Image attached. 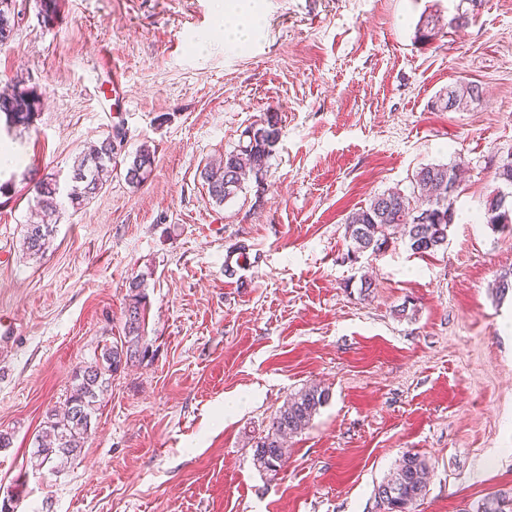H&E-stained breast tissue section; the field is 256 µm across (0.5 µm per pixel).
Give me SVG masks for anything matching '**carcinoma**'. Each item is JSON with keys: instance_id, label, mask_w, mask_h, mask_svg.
<instances>
[{"instance_id": "cac0c4a2", "label": "carcinoma", "mask_w": 512, "mask_h": 512, "mask_svg": "<svg viewBox=\"0 0 512 512\" xmlns=\"http://www.w3.org/2000/svg\"><path fill=\"white\" fill-rule=\"evenodd\" d=\"M15 0H0V45L5 32L16 24ZM479 94V87L464 83L448 91L446 107L460 109ZM41 105L32 89H18L0 98V112L10 122L29 123ZM280 137L278 122L268 118L249 126L237 147L224 157L208 162L201 177L210 197L221 204L242 189L249 176L263 175L269 157ZM117 136L108 135L74 167L67 197L72 206L83 207L112 178L110 164L115 154ZM154 152L139 150L126 168L125 180L133 187L147 181L153 171ZM462 165L431 164L413 176L412 191L389 189L374 195L366 206L346 220V232L353 252L379 253L390 244L392 236L419 254H431L448 240V227L455 219L454 194ZM37 204L42 218L38 224H27L23 244L32 255L42 253L49 242L54 224L59 219V185L51 177L35 183ZM429 213L427 222L418 221L419 212ZM484 220L500 230L512 232V206L504 202L500 190L494 189L486 201ZM124 336L103 345L90 362L79 367L73 376V390L63 414L49 410L35 438L31 465L52 472L60 468L85 447L91 423L112 377L122 368L144 359L148 353L145 340V302L141 284L134 283L124 312ZM328 393L313 385L287 399L272 420L266 435L254 445L253 463L261 471H275L288 455L284 447L287 436L297 434L310 423L318 409L327 401ZM428 464L419 454L406 452L396 471L374 490L376 512H415V505L426 494L425 475ZM472 512H512V492L497 491L486 495L472 506Z\"/></svg>"}]
</instances>
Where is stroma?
I'll use <instances>...</instances> for the list:
<instances>
[{
    "mask_svg": "<svg viewBox=\"0 0 512 512\" xmlns=\"http://www.w3.org/2000/svg\"><path fill=\"white\" fill-rule=\"evenodd\" d=\"M222 0H22L0 90L34 89L25 125L0 113V499L14 512H376L402 454L430 470L415 512H469L512 488V233L483 221L512 153V0H255L260 27L226 44ZM467 9L465 26L451 25ZM437 17V33L420 31ZM120 68L127 103L94 85ZM481 94L446 108L449 88ZM275 116L262 178L216 204L200 175ZM124 140L90 203L62 205L46 251H23L33 186L68 189L87 148ZM155 153L132 187L136 151ZM464 162L448 243L349 253L345 220ZM248 250L243 276L224 253ZM373 283L360 292L361 277ZM150 355L112 379L85 448L34 470L32 442L75 371L121 336L132 281ZM329 393L274 472L253 445L291 394ZM154 161V152L149 148L140 149L126 168L125 180L128 184L138 187L146 182L153 171Z\"/></svg>",
    "mask_w": 512,
    "mask_h": 512,
    "instance_id": "1",
    "label": "stroma"
}]
</instances>
